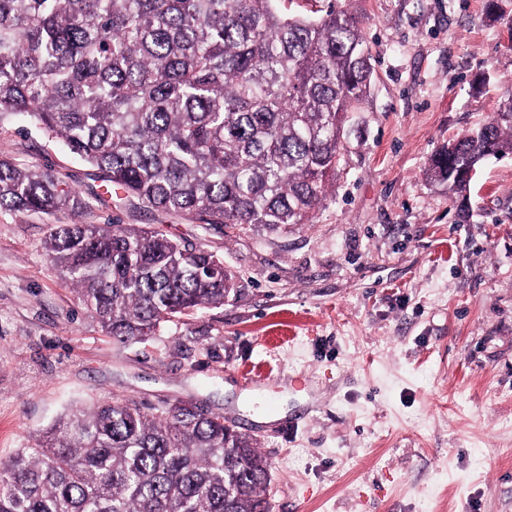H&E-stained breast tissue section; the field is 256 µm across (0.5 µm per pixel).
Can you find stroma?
Returning a JSON list of instances; mask_svg holds the SVG:
<instances>
[{
    "mask_svg": "<svg viewBox=\"0 0 512 512\" xmlns=\"http://www.w3.org/2000/svg\"><path fill=\"white\" fill-rule=\"evenodd\" d=\"M357 8L371 95L327 200L285 234L230 239L117 199L30 122L0 125V155L54 169L85 201L0 208V460L75 405L182 401L256 440L270 512H512V156L460 194L425 174L512 92V0ZM115 221L214 252L234 292L149 341L114 340L43 241L51 224Z\"/></svg>",
    "mask_w": 512,
    "mask_h": 512,
    "instance_id": "obj_1",
    "label": "stroma"
}]
</instances>
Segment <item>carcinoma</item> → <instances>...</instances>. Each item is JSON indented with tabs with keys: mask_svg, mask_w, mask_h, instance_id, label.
<instances>
[{
	"mask_svg": "<svg viewBox=\"0 0 512 512\" xmlns=\"http://www.w3.org/2000/svg\"><path fill=\"white\" fill-rule=\"evenodd\" d=\"M0 0V122L22 116L126 198L234 237L312 223L349 114L370 95L347 0ZM512 154V95L436 152L427 178L465 190ZM52 169L0 157V207L83 208ZM44 249L106 334L140 343L221 307L215 253L140 224H51ZM269 465L224 416L117 399L71 410L0 461V512H269Z\"/></svg>",
	"mask_w": 512,
	"mask_h": 512,
	"instance_id": "1",
	"label": "carcinoma"
}]
</instances>
